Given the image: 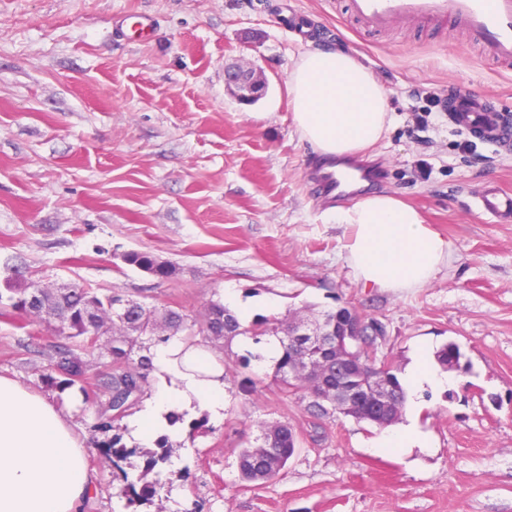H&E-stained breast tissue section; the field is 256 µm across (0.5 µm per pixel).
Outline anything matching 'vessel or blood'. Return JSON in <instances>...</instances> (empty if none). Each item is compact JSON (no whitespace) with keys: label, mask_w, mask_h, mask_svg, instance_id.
<instances>
[{"label":"vessel or blood","mask_w":512,"mask_h":512,"mask_svg":"<svg viewBox=\"0 0 512 512\" xmlns=\"http://www.w3.org/2000/svg\"><path fill=\"white\" fill-rule=\"evenodd\" d=\"M352 10L369 26L380 28L403 18L438 19L453 16L484 45L494 57L512 61V0H352ZM490 97H477L466 88L448 89V117L451 122L483 134L504 151H512V122L496 117ZM315 180L322 192L344 201L350 194L335 171L319 166ZM483 212L500 221L512 219V191L486 189L476 197Z\"/></svg>","instance_id":"vessel-or-blood-1"}]
</instances>
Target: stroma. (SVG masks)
<instances>
[{
    "mask_svg": "<svg viewBox=\"0 0 512 512\" xmlns=\"http://www.w3.org/2000/svg\"><path fill=\"white\" fill-rule=\"evenodd\" d=\"M314 47L354 54L387 92L394 124L359 158L453 244L423 287H363L346 259L289 106L288 76ZM239 59L268 81L251 104L224 86ZM453 83L512 115V65L451 17L376 30L348 0H0L1 291L20 272L197 318L231 288L254 321L339 307L376 320L377 354L401 370L448 343L461 354L451 385L402 411L423 449L377 447L382 428L314 418L273 365L227 361L221 414L181 412L162 487L138 512H512V222L475 204L512 188V155L431 104ZM128 251L177 271L157 279ZM61 343L0 301V374L57 402L84 441L95 491L83 512H126L95 404L43 379ZM275 422L296 433L293 457L278 479L244 482L240 449ZM122 261L135 266L149 275L169 279L176 273V267L168 261H160L147 252L130 251L122 254Z\"/></svg>",
    "mask_w": 512,
    "mask_h": 512,
    "instance_id": "1",
    "label": "stroma"
}]
</instances>
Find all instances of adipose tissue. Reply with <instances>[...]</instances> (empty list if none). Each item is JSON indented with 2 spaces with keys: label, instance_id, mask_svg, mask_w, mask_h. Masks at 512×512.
<instances>
[{
  "label": "adipose tissue",
  "instance_id": "adipose-tissue-1",
  "mask_svg": "<svg viewBox=\"0 0 512 512\" xmlns=\"http://www.w3.org/2000/svg\"><path fill=\"white\" fill-rule=\"evenodd\" d=\"M293 120L323 156L374 147L392 119L388 95L353 55L319 48L300 52L288 79ZM346 228L347 260L364 286L417 288L448 261L453 247L401 199L369 195L336 213ZM159 385L134 419L140 444L168 431V414L199 403L224 407V368L180 340L153 351ZM94 482L86 452L62 413L20 380L0 375V512H80Z\"/></svg>",
  "mask_w": 512,
  "mask_h": 512
}]
</instances>
